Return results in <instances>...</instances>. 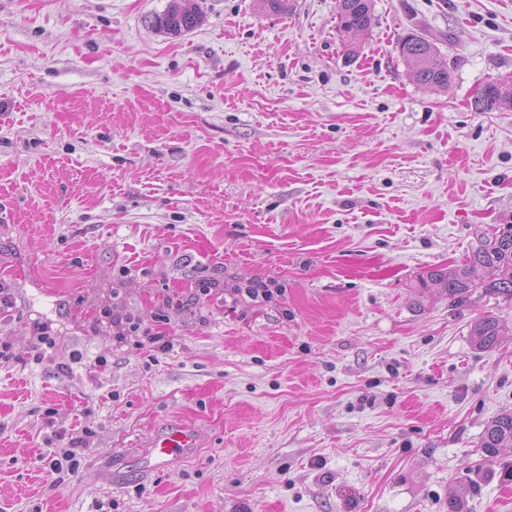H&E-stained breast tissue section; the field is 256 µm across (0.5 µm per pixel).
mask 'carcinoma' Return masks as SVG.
<instances>
[{
  "mask_svg": "<svg viewBox=\"0 0 512 512\" xmlns=\"http://www.w3.org/2000/svg\"><path fill=\"white\" fill-rule=\"evenodd\" d=\"M197 18L196 11L183 6L181 0H171L153 25L162 33L177 37L189 32ZM373 22L372 0H342L338 13L339 31L346 34L365 31ZM436 52L433 42L413 33L399 43V53L410 77L422 86L445 87L452 79L447 67L433 62ZM473 104L475 111L488 112L511 109L512 99L503 97L498 86L491 82L476 92ZM478 270L485 273V278L480 281L475 278ZM426 279L443 288L453 303L464 301L479 289L512 301V224L495 229L472 251L464 264L431 270ZM502 331L499 319L487 315L474 323L471 336L477 348L490 350L498 344ZM481 448L490 460L499 455L500 449L512 448V412H504L487 424Z\"/></svg>",
  "mask_w": 512,
  "mask_h": 512,
  "instance_id": "obj_1",
  "label": "carcinoma"
}]
</instances>
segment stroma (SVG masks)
<instances>
[{
  "label": "stroma",
  "instance_id": "obj_1",
  "mask_svg": "<svg viewBox=\"0 0 512 512\" xmlns=\"http://www.w3.org/2000/svg\"><path fill=\"white\" fill-rule=\"evenodd\" d=\"M169 2L0 0V512H495L512 301L422 279L512 224V110L473 108L512 80V0H373L349 37L338 0H185L168 37ZM410 33L448 87L412 81ZM173 420L200 453L132 475ZM181 2L171 1L166 11L155 18L153 25L159 31L177 37L189 32L196 25V11L183 6ZM104 314L111 323L113 336H116L117 339L121 340L124 336H128L129 333H135L141 330V325L135 322L130 316L113 315L110 309H106ZM141 333V336H143L149 344L155 345L158 349L166 350L171 347L170 341L165 340V336H161L159 333H153L149 328L142 329ZM503 326L499 319L493 315L478 319L471 330V336L478 349L490 350L496 347L502 336ZM481 448L487 460L496 458L501 448H512V412L501 413L487 424Z\"/></svg>",
  "mask_w": 512,
  "mask_h": 512
}]
</instances>
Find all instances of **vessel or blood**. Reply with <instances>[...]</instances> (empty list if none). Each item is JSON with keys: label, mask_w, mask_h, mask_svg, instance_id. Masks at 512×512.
Returning a JSON list of instances; mask_svg holds the SVG:
<instances>
[{"label": "vessel or blood", "mask_w": 512, "mask_h": 512, "mask_svg": "<svg viewBox=\"0 0 512 512\" xmlns=\"http://www.w3.org/2000/svg\"><path fill=\"white\" fill-rule=\"evenodd\" d=\"M203 446L201 431L188 423L175 421L150 435L142 452V470L156 474L171 470L196 456Z\"/></svg>", "instance_id": "obj_1"}]
</instances>
